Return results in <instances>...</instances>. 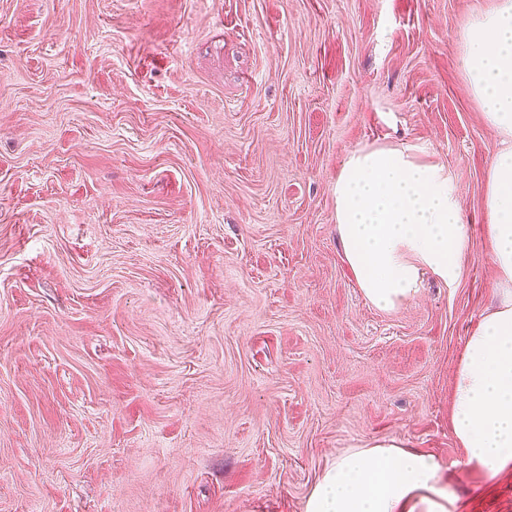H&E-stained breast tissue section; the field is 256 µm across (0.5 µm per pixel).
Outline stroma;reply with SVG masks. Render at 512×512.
I'll list each match as a JSON object with an SVG mask.
<instances>
[{
    "label": "stroma",
    "instance_id": "stroma-1",
    "mask_svg": "<svg viewBox=\"0 0 512 512\" xmlns=\"http://www.w3.org/2000/svg\"><path fill=\"white\" fill-rule=\"evenodd\" d=\"M495 0H0V512H305L350 448L463 465L499 148L458 28ZM449 170L459 276L382 311L337 240L349 151Z\"/></svg>",
    "mask_w": 512,
    "mask_h": 512
}]
</instances>
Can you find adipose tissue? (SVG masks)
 I'll return each instance as SVG.
<instances>
[{
  "instance_id": "adipose-tissue-1",
  "label": "adipose tissue",
  "mask_w": 512,
  "mask_h": 512,
  "mask_svg": "<svg viewBox=\"0 0 512 512\" xmlns=\"http://www.w3.org/2000/svg\"><path fill=\"white\" fill-rule=\"evenodd\" d=\"M468 85L501 139L485 182L486 237L496 301L467 336L454 370L452 425L466 464L512 466V0L470 17L459 32ZM344 257L363 296L392 310L425 273L454 282L468 243L447 168L385 147L349 152L334 186ZM432 455L396 441L353 448L320 476L305 512H447Z\"/></svg>"
}]
</instances>
